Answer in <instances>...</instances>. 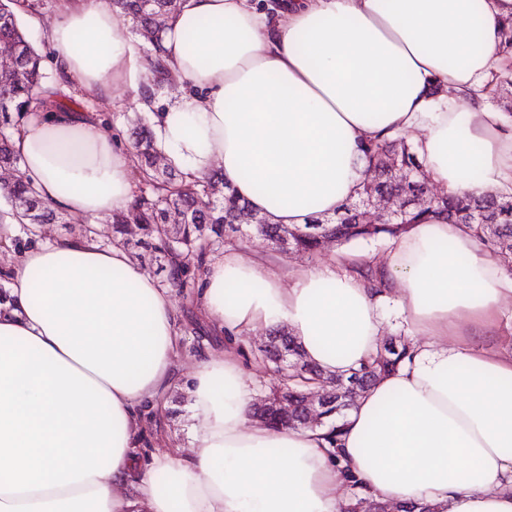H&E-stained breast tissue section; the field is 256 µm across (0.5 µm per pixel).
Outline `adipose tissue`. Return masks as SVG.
<instances>
[{"instance_id":"obj_1","label":"adipose tissue","mask_w":512,"mask_h":512,"mask_svg":"<svg viewBox=\"0 0 512 512\" xmlns=\"http://www.w3.org/2000/svg\"><path fill=\"white\" fill-rule=\"evenodd\" d=\"M512 0H181L163 50L192 85L154 133L188 177L224 182L273 224L334 215L368 161L361 143L414 138L445 193L512 189V115L480 91ZM54 64L87 98L152 99L145 60L108 0H61L45 29ZM25 177L85 224L127 209L135 158L87 112L34 107L12 137ZM363 256L285 266L224 251L199 305L227 347L192 373V452L141 465L142 410L173 384L166 289L94 233L21 250L0 302V512H344L355 480L379 502L512 512V351L496 335L512 274L442 218L391 238L368 283ZM408 355L326 428L253 416L236 340L287 326L307 360L348 374L390 315Z\"/></svg>"}]
</instances>
